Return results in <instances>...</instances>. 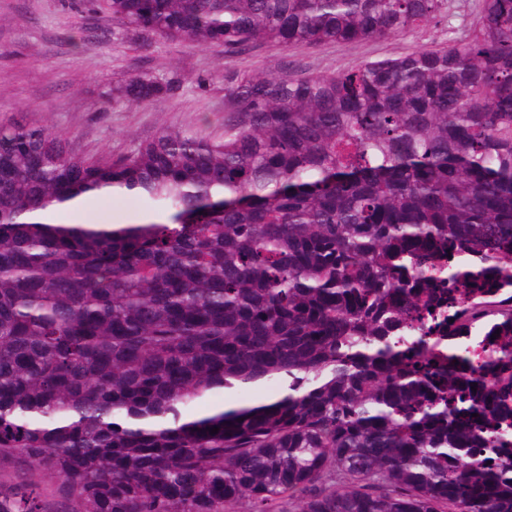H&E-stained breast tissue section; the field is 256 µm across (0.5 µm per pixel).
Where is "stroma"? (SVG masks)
<instances>
[{
  "label": "stroma",
  "mask_w": 512,
  "mask_h": 512,
  "mask_svg": "<svg viewBox=\"0 0 512 512\" xmlns=\"http://www.w3.org/2000/svg\"><path fill=\"white\" fill-rule=\"evenodd\" d=\"M481 10L482 0H448L447 18L385 39L288 48L254 44L228 57L216 48L113 36L111 14L84 12L68 0H0V123L21 118L49 126L87 159L126 154L165 130L220 136L225 70L338 75L463 39ZM144 70L177 73L180 85L148 106L104 104V91ZM149 211L138 197L115 195L88 199L64 218L124 224Z\"/></svg>",
  "instance_id": "35a3bbf8"
}]
</instances>
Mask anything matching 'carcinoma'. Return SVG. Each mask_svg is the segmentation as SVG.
Here are the masks:
<instances>
[{
    "instance_id": "1",
    "label": "carcinoma",
    "mask_w": 512,
    "mask_h": 512,
    "mask_svg": "<svg viewBox=\"0 0 512 512\" xmlns=\"http://www.w3.org/2000/svg\"><path fill=\"white\" fill-rule=\"evenodd\" d=\"M87 3L226 57L448 9ZM173 90L143 71L106 96ZM112 195L156 213L48 218ZM509 268L512 0H483L463 43L336 76L229 73L222 138L91 161L2 122L0 512H512V297L490 287ZM266 381L278 396L190 412Z\"/></svg>"
}]
</instances>
